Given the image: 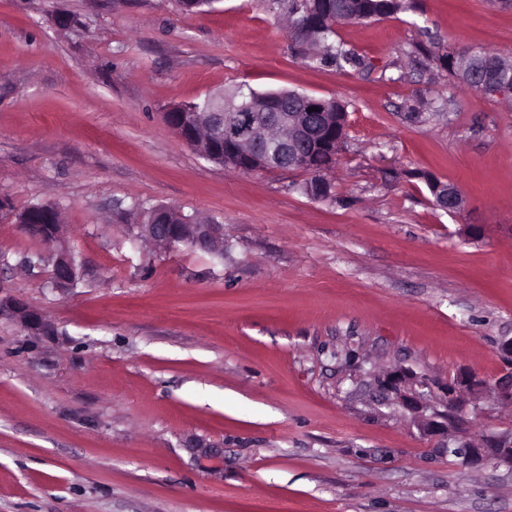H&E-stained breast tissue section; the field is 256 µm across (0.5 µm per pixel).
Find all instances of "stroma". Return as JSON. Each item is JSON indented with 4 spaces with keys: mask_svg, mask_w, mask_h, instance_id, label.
I'll return each mask as SVG.
<instances>
[{
    "mask_svg": "<svg viewBox=\"0 0 512 512\" xmlns=\"http://www.w3.org/2000/svg\"><path fill=\"white\" fill-rule=\"evenodd\" d=\"M336 37L361 67L309 64L276 0H0V200L56 203L80 272L53 287L0 211V299L48 325L0 309V512H512V467L461 465L385 383L507 367L512 100L416 48L512 57V8L413 0ZM239 84L346 104L331 199L166 124ZM159 204L223 224V258L146 243ZM430 403L465 439L512 432V407ZM436 191V204L439 209L456 214L463 211L467 205L466 198L462 193L457 191L454 185L448 184V188L444 189L442 184L435 188Z\"/></svg>",
    "mask_w": 512,
    "mask_h": 512,
    "instance_id": "obj_1",
    "label": "stroma"
}]
</instances>
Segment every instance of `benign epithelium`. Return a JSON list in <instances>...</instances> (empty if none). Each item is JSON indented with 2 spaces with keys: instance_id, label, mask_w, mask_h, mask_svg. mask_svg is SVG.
I'll list each match as a JSON object with an SVG mask.
<instances>
[{
  "instance_id": "7a95c632",
  "label": "benign epithelium",
  "mask_w": 512,
  "mask_h": 512,
  "mask_svg": "<svg viewBox=\"0 0 512 512\" xmlns=\"http://www.w3.org/2000/svg\"><path fill=\"white\" fill-rule=\"evenodd\" d=\"M481 90L500 98H512V74L502 69L488 70L482 80ZM290 92H278L260 102L244 103L231 101L210 112H185L181 106L173 105L164 113L170 129L189 147L197 148L198 154L207 161L239 168L246 167L251 172H264L278 164V158L288 157L291 164L303 159L299 148L309 152L330 150L336 144V121L326 122V131L317 137L310 130L311 108H322L323 102L317 98L304 97L306 110L290 112L276 105V101L288 99ZM269 112V115L249 127L247 134L237 135L229 131V126L240 112ZM436 204L439 209L452 214L463 211L466 198L453 185H437ZM172 211L165 207L154 209L148 223L142 225L143 237L163 244H170L180 238L194 249L213 252L224 248V225L185 224L174 232L170 231L164 214ZM48 246L55 273L61 280H71L77 275L72 254L63 242L62 229H57ZM388 383L395 391L397 402L410 411L421 430L427 434H445L463 452L464 465L477 467L488 462H512V434L501 433L488 437L481 444L462 440L449 433V425L440 423L424 415L429 407L424 394L417 390L421 383L403 369L391 372ZM477 400L490 396L499 405L512 406V370L488 386L474 373L460 372L453 385L447 389L448 403L455 405L462 394Z\"/></svg>"
}]
</instances>
